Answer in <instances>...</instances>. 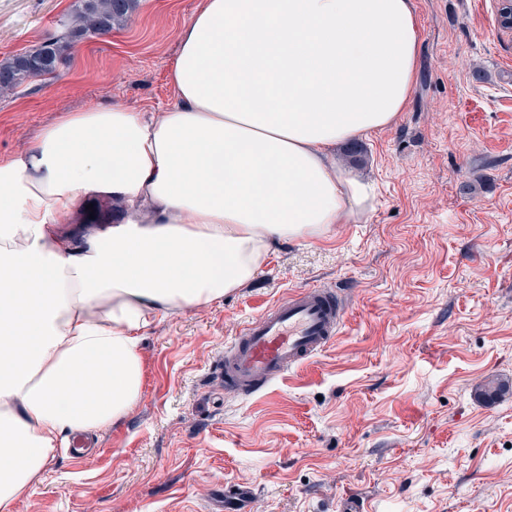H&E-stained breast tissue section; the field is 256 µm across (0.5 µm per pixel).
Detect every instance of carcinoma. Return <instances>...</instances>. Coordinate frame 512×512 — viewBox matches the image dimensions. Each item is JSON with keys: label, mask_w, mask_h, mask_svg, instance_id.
<instances>
[{"label": "carcinoma", "mask_w": 512, "mask_h": 512, "mask_svg": "<svg viewBox=\"0 0 512 512\" xmlns=\"http://www.w3.org/2000/svg\"><path fill=\"white\" fill-rule=\"evenodd\" d=\"M137 2L138 0H79L60 35L29 53L0 62V94H9L28 80L30 63L35 59L43 62L48 74H54L59 60L74 42L86 36H103L122 28L136 9Z\"/></svg>", "instance_id": "1"}]
</instances>
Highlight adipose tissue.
Instances as JSON below:
<instances>
[{"label":"adipose tissue","instance_id":"ef3b65f1","mask_svg":"<svg viewBox=\"0 0 512 512\" xmlns=\"http://www.w3.org/2000/svg\"><path fill=\"white\" fill-rule=\"evenodd\" d=\"M421 43L414 0H205L164 112H71L0 157V512L140 400L143 329L363 209L333 150L396 121ZM92 195L123 219L73 238Z\"/></svg>","mask_w":512,"mask_h":512}]
</instances>
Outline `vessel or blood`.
Masks as SVG:
<instances>
[{
  "label": "vessel or blood",
  "mask_w": 512,
  "mask_h": 512,
  "mask_svg": "<svg viewBox=\"0 0 512 512\" xmlns=\"http://www.w3.org/2000/svg\"><path fill=\"white\" fill-rule=\"evenodd\" d=\"M346 307L334 289L321 286L266 306L225 346V388L249 396L315 358L338 336Z\"/></svg>",
  "instance_id": "vessel-or-blood-1"
}]
</instances>
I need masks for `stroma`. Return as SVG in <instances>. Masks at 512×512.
Instances as JSON below:
<instances>
[{
	"label": "stroma",
	"mask_w": 512,
	"mask_h": 512,
	"mask_svg": "<svg viewBox=\"0 0 512 512\" xmlns=\"http://www.w3.org/2000/svg\"><path fill=\"white\" fill-rule=\"evenodd\" d=\"M422 33L405 112L337 146L374 187L322 239L288 241L248 287L143 332L140 403L59 448L13 512H512V34L499 0H414ZM75 0H0V61L58 33ZM204 0H138L127 24L76 43L54 78L0 97V155L68 112L172 101L180 33ZM320 285L348 318L311 362L246 398L217 375L266 304ZM495 397H486L488 388Z\"/></svg>",
	"instance_id": "1"
}]
</instances>
